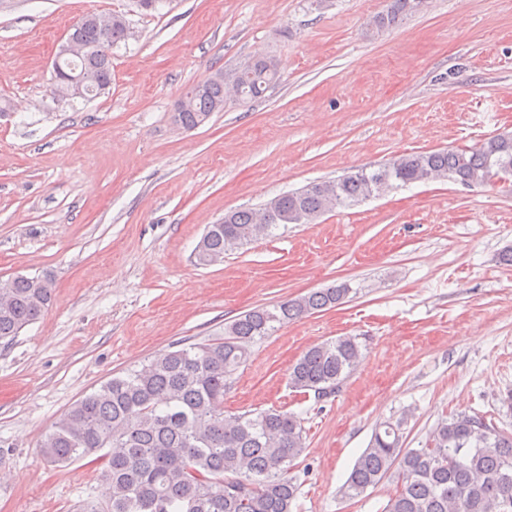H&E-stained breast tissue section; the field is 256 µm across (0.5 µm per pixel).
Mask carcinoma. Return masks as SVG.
I'll return each instance as SVG.
<instances>
[{
    "mask_svg": "<svg viewBox=\"0 0 512 512\" xmlns=\"http://www.w3.org/2000/svg\"><path fill=\"white\" fill-rule=\"evenodd\" d=\"M425 0H386L369 20L376 32L420 12ZM89 46L81 58H62L54 78L79 77L83 97L112 85V56L95 51L128 35L126 22L104 26L79 19ZM279 79L271 58L252 59L231 80L237 101L261 98ZM224 82L196 84L183 95L174 119L191 131L224 110ZM512 177V134L473 147L397 155L335 179L278 195L255 210L224 214L209 224L195 257L207 265L285 224H309L398 186L450 180L484 188ZM47 275L0 279V342L12 341L40 318L52 300ZM350 292L334 285L259 307L224 327V339L163 350L139 368L115 376L71 405L45 433L39 448L48 463L68 464L102 453L108 490L106 510L88 502L82 512H291L299 490L291 469L305 451L300 418L271 408L224 414L227 377L247 360L251 344L276 326L334 308ZM361 357L353 336L313 345L288 367V385L326 397L349 377ZM403 421L379 426L344 487L350 499L386 478L395 493L384 512H512V434L477 414L459 413L438 422L422 448L403 447Z\"/></svg>",
    "mask_w": 512,
    "mask_h": 512,
    "instance_id": "carcinoma-1",
    "label": "carcinoma"
}]
</instances>
